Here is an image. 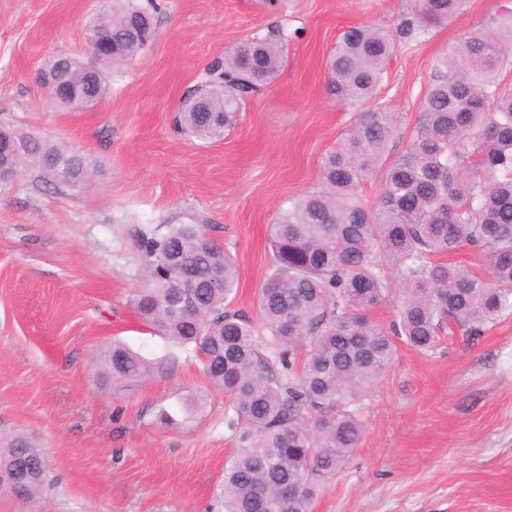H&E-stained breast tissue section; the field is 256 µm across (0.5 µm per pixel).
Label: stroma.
Instances as JSON below:
<instances>
[{
  "label": "stroma",
  "mask_w": 512,
  "mask_h": 512,
  "mask_svg": "<svg viewBox=\"0 0 512 512\" xmlns=\"http://www.w3.org/2000/svg\"><path fill=\"white\" fill-rule=\"evenodd\" d=\"M158 3L152 47L106 68L97 106L63 112L36 72L57 53L90 61L83 31L101 0H0V125L79 151L93 168L78 189L33 170L0 185V435L31 437L46 469L39 496L0 492V512H222L236 449L226 398L194 354L165 363L169 343L137 317L131 300L149 270L141 240L205 225L237 264L231 310L261 328L269 226L319 186L321 155L357 113L329 94V57L350 26L394 34L412 0ZM507 9L512 0H470L427 37L396 39L376 104L403 125L381 167L408 153L437 61ZM281 32L276 79L223 140L177 132L180 102L214 60ZM116 341L155 370L113 388L100 361ZM358 414L360 444L313 512H512V313L470 341L447 335L427 352L397 343Z\"/></svg>",
  "instance_id": "1"
}]
</instances>
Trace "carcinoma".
<instances>
[{
	"instance_id": "carcinoma-1",
	"label": "carcinoma",
	"mask_w": 512,
	"mask_h": 512,
	"mask_svg": "<svg viewBox=\"0 0 512 512\" xmlns=\"http://www.w3.org/2000/svg\"><path fill=\"white\" fill-rule=\"evenodd\" d=\"M469 0H413L399 34L417 38L464 11ZM156 0H109L84 39L112 41L104 66L151 46ZM238 45L208 69L206 106L187 96L176 122L189 137L217 140L236 124L245 95L271 83L282 41ZM392 38L371 26L347 28L328 62L336 101L355 106L378 93ZM512 12L472 33L442 60L421 104L409 153L386 168L378 201L359 194L399 133L397 112L359 115L320 158L321 186L291 202L270 228L273 264L257 296L265 336L227 308L238 270L200 224H177L142 239L149 281L133 298L139 318L177 348L199 357L229 400L239 448L224 466V512H312L322 480L358 447L357 401L388 368L393 336L429 350L445 334L472 338L512 312ZM87 66L67 80L87 90ZM18 171L37 169L63 184L83 182L87 160L16 127L0 146ZM477 246L486 275L433 260L461 242ZM404 284L394 332L370 308L385 296L384 267ZM112 384H130L151 365L120 344L104 360ZM0 465L45 472L40 448L17 435L0 447Z\"/></svg>"
}]
</instances>
